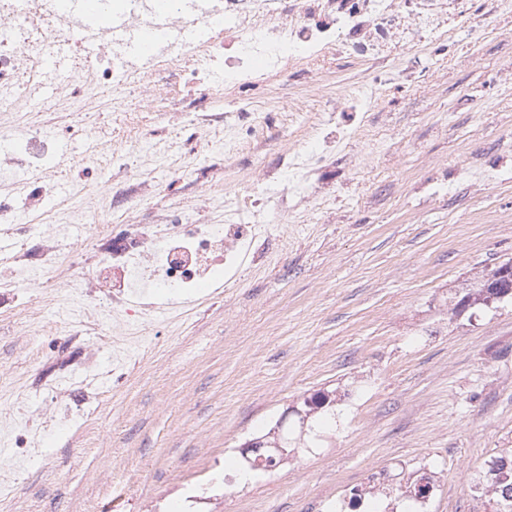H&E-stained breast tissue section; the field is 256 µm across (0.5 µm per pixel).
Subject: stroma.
I'll use <instances>...</instances> for the list:
<instances>
[{"instance_id":"1","label":"stroma","mask_w":512,"mask_h":512,"mask_svg":"<svg viewBox=\"0 0 512 512\" xmlns=\"http://www.w3.org/2000/svg\"><path fill=\"white\" fill-rule=\"evenodd\" d=\"M382 144L350 141L299 222L284 219L262 261L234 285L198 290L165 312L125 378L104 385L96 418L63 406L111 369V348L68 329L78 300L55 301L33 274L41 335L0 315V410L25 403L56 422L0 512H406L419 480L425 512H489L476 478L512 455V302L460 313L458 300L512 259V0L498 33L435 77L399 88L377 114ZM212 152L161 199L203 187L263 191L254 167L222 178ZM55 179L61 216L97 223ZM320 392L305 449L243 482L241 446Z\"/></svg>"}]
</instances>
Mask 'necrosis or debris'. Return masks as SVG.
Wrapping results in <instances>:
<instances>
[{
    "mask_svg": "<svg viewBox=\"0 0 512 512\" xmlns=\"http://www.w3.org/2000/svg\"><path fill=\"white\" fill-rule=\"evenodd\" d=\"M216 14L223 26L213 25ZM498 17L499 0H171L164 17L171 40L150 61L134 64L107 34L87 39L58 0H0V236L11 242L0 248V265L10 271L0 279V311L40 326L38 303L24 291L31 273L46 275L51 291L83 297V315L109 312L104 333L113 339L112 370L98 379L123 375L161 307L159 293L190 295L216 285L218 270L232 271L241 257H261L277 219L309 198L335 143L369 126L395 81L433 76L434 60L450 54L455 32L478 43ZM186 27L201 39L182 42ZM62 38L74 51L73 71L58 86L57 104L48 105L36 89L46 52ZM331 72L335 101L314 125L296 116L295 128H308V135L265 167V179L277 186L273 194L239 190L225 199L220 224L211 221L207 203L138 216L148 173L139 149L155 130L124 112L126 98H148L175 119L188 115L191 148L180 157L186 168L207 156L219 131L227 158L261 145L257 132L276 106L256 109V96L271 81L291 91ZM107 89L131 133L125 155L111 152L107 133L82 111ZM222 90L233 93V110L213 109ZM48 124L62 136L96 141L97 155L56 154L41 133ZM103 159L118 176L94 211L105 229L91 248L70 225L56 223L47 204L58 169L89 172ZM19 172L26 178L16 193L11 186ZM116 218L126 226L118 235L110 230Z\"/></svg>",
    "mask_w": 512,
    "mask_h": 512,
    "instance_id": "1",
    "label": "necrosis or debris"
}]
</instances>
